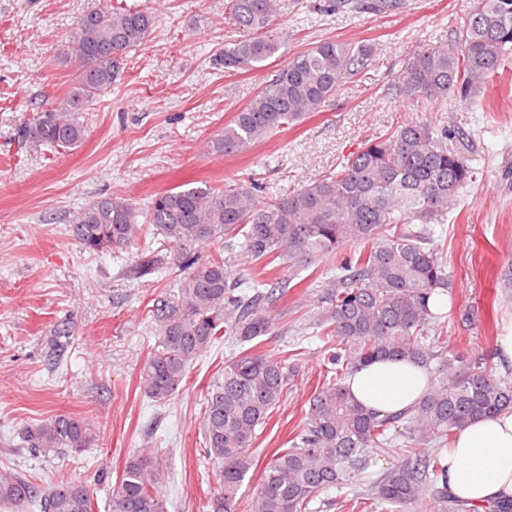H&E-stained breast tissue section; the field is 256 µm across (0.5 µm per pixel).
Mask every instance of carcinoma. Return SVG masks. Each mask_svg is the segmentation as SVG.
Segmentation results:
<instances>
[{
  "instance_id": "carcinoma-1",
  "label": "carcinoma",
  "mask_w": 512,
  "mask_h": 512,
  "mask_svg": "<svg viewBox=\"0 0 512 512\" xmlns=\"http://www.w3.org/2000/svg\"><path fill=\"white\" fill-rule=\"evenodd\" d=\"M401 0H327L324 11H390ZM225 9L242 37L217 62L226 72L265 67L282 47L279 0H227ZM155 17L110 6L80 15L69 31L65 57L75 65L70 93L20 128L34 146L82 143L80 114L122 80L131 51L141 46ZM367 43L324 40L273 70L251 101L210 141L218 154H238L282 129L321 112L341 88L369 65ZM512 62V0H472L448 47L411 51L389 88L393 103L438 112L448 99L477 104L479 93ZM445 124L411 121L362 141L335 170L281 195L260 197L262 182L224 187L182 184L156 194L144 211L122 197H97L73 212L70 233L80 249L99 253L130 248L153 227L172 249L171 267L183 274L176 293L154 299L156 343L139 372V388L158 403L177 391L190 367L213 345L244 346L206 388L204 456L217 465L218 488L205 512H236L238 493L254 467L257 431L288 392L294 353L269 354L253 344L276 327L279 297L299 270L348 244L314 319L328 349L329 376L309 399L305 425L267 461L249 512H310L323 491L359 486L395 436L397 460L369 492H354L357 512H476L448 495V442L469 423L512 409V383L482 362L448 354L433 313L436 290L448 286L446 262L428 246L433 226L448 221V204L472 180L468 156L448 149ZM225 239L263 268L288 264L292 274L251 279L233 276L231 258L202 261L195 249ZM162 259L143 255L133 266L141 278ZM386 356L420 364L426 391L404 417L379 418L350 395L347 378ZM91 423L57 414L24 430L28 447L50 458L79 452L95 439ZM168 478L161 451L128 457L110 486V512H167L161 488ZM0 503L14 512H94L82 481L64 477L50 486L0 473Z\"/></svg>"
}]
</instances>
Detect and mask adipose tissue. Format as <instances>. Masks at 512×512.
I'll return each instance as SVG.
<instances>
[{"label": "adipose tissue", "mask_w": 512, "mask_h": 512, "mask_svg": "<svg viewBox=\"0 0 512 512\" xmlns=\"http://www.w3.org/2000/svg\"><path fill=\"white\" fill-rule=\"evenodd\" d=\"M423 367L385 359L360 369L346 381L353 398L378 416L410 412L426 389ZM451 494L474 507L512 497V410L470 423L457 432L448 450Z\"/></svg>", "instance_id": "obj_1"}]
</instances>
